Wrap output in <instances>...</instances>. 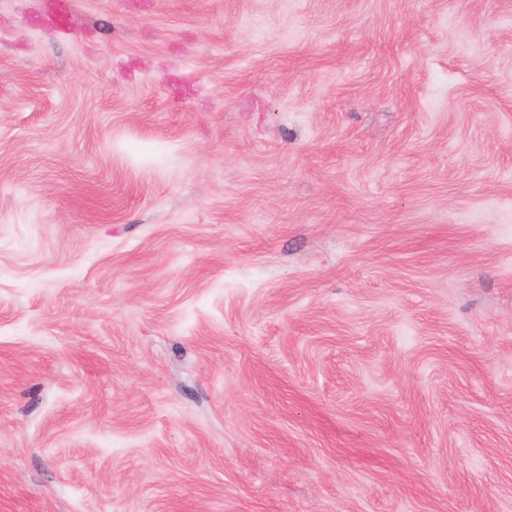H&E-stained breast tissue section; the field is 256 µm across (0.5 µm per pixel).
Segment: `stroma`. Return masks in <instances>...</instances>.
<instances>
[{
    "mask_svg": "<svg viewBox=\"0 0 512 512\" xmlns=\"http://www.w3.org/2000/svg\"><path fill=\"white\" fill-rule=\"evenodd\" d=\"M0 512H512V0H0Z\"/></svg>",
    "mask_w": 512,
    "mask_h": 512,
    "instance_id": "1",
    "label": "stroma"
}]
</instances>
